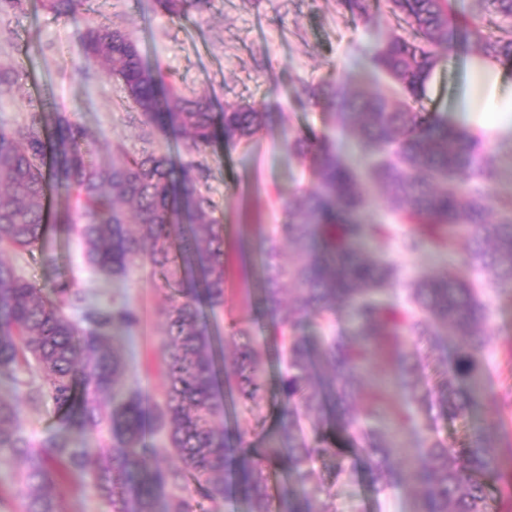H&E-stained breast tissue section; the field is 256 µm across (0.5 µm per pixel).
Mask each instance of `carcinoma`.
<instances>
[{
  "instance_id": "carcinoma-1",
  "label": "carcinoma",
  "mask_w": 512,
  "mask_h": 512,
  "mask_svg": "<svg viewBox=\"0 0 512 512\" xmlns=\"http://www.w3.org/2000/svg\"><path fill=\"white\" fill-rule=\"evenodd\" d=\"M502 23L512 24V0H484ZM209 0H162L169 14L183 17ZM82 0H45L59 15ZM388 12L411 29L374 46L365 63L387 76L395 91L355 88L341 80L328 88L301 85L300 98L330 102L367 160L358 172L343 151L313 128L290 130L288 149L319 172L313 189L283 202L284 222L257 245L263 313L271 320L285 359L279 376V418L275 431L255 448L251 419L262 415L263 359L253 340L224 356L211 335L204 308H224L227 269L224 225L216 205L200 189V164L190 160L174 170L154 152L132 156L117 147L112 162L92 161L82 127L57 117L46 132L39 115L15 129L0 127V241L14 249L38 246L50 231H67L79 221L87 264L106 277L122 276L145 257L172 290L165 310L161 352L167 385L158 404L126 388V354L111 344L112 333H130L138 324L126 306L101 308L62 282L46 295L0 258V388L37 376L28 392L36 407L45 396L64 411L58 429L39 443L19 426L20 400L0 398V457L18 466L19 512H63L53 492L66 474H84L94 453L86 439L91 428L106 430L108 464L94 474L93 487L112 512H155L168 494L167 512H223L238 499L245 512H329L316 507L307 484L314 462L336 457V476L348 475L347 454L362 456L379 483L378 491L414 485L421 494L413 512H490L486 480L500 476L492 440L502 431L497 418L450 448L436 438L423 440L403 458L379 434L363 425L351 401L355 374L365 354L388 342L400 361L407 404L418 398L415 348L423 336L451 328L458 337L454 377L467 383L445 387L452 418L466 415L484 398L485 340L477 326L488 310L474 282L454 272L414 282L405 294L394 289L397 268L365 254L359 243L384 246L389 218L414 221L400 242L413 255L448 250L460 237L469 241L465 265L492 269L494 284L512 289V197H493L498 171L476 135L425 110L427 83L464 31L480 55L512 61V40L495 39L480 25H468L453 0H385ZM86 59L119 82L142 123L177 129L189 154L213 146L249 143L264 127L265 112L243 105L214 112L210 98L193 99L170 91L160 100V73L148 69L140 51L119 28L92 26L83 35ZM76 200L78 211L51 217L49 182ZM385 189V209L367 221L370 187ZM500 218L488 219L490 209ZM292 247L283 260L280 240ZM291 284L288 315H280L284 285ZM79 313L71 318L66 309ZM343 309L358 338L351 346L333 328ZM317 323L321 335L302 336L301 326ZM248 418L219 429L226 416L223 389ZM165 433L174 461L156 459L155 434Z\"/></svg>"
}]
</instances>
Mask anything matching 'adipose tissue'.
<instances>
[{
  "label": "adipose tissue",
  "instance_id": "adipose-tissue-1",
  "mask_svg": "<svg viewBox=\"0 0 512 512\" xmlns=\"http://www.w3.org/2000/svg\"><path fill=\"white\" fill-rule=\"evenodd\" d=\"M465 71L464 94L450 107L454 124L470 131L482 128L512 134V124L505 120L512 113V93L504 89L500 64L471 56L466 60Z\"/></svg>",
  "mask_w": 512,
  "mask_h": 512
}]
</instances>
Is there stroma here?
I'll return each instance as SVG.
<instances>
[{
  "mask_svg": "<svg viewBox=\"0 0 512 512\" xmlns=\"http://www.w3.org/2000/svg\"><path fill=\"white\" fill-rule=\"evenodd\" d=\"M96 20L123 29L137 43L144 64L160 68L179 93L209 95L219 112L252 104L266 114L263 129L249 144L218 143L196 156L206 168L201 190L216 203V215L224 226L228 268L224 309L208 316V330L222 336L225 351H232L236 339L224 329L226 317L232 316L261 341L267 378L262 398L265 419L251 437L252 443H259L260 432L276 423L282 366L275 345L267 340L271 327L258 302L257 276L243 269L239 244L258 240L263 231L280 223L284 199L317 182L313 167L289 154L286 131L310 127L344 146L348 156L356 154L350 132L334 112L297 97L299 84L364 82L360 64L364 51L384 43L398 28L387 8L372 9L370 19L364 20L352 16L339 0H212L206 10H189L180 19L158 0H84L75 12L62 16L49 11L43 0H19L0 21V65L11 67L14 80L11 94L0 98V125H22L32 106L42 105L47 122L64 115L84 128L98 163L110 162L118 145L131 153L166 154L176 165L187 161L188 155L183 138L175 134L157 130L143 139L141 117L121 84L87 62L80 35ZM474 52L472 43L460 38L445 53L427 84V110H447L463 83V60ZM466 252L467 243L460 239L442 254L427 251L408 258L391 245L381 258L404 267L407 277L400 285L407 288L413 275L461 268ZM8 258L19 275L43 291L65 281L100 305L134 309L139 322L132 337L115 335L116 344L131 355L126 383L161 398L164 371L159 342L169 291L147 261H139L121 277L99 275L85 264L82 246L73 234L9 252ZM477 278L485 285L482 300L489 311L482 327L487 347L483 385L501 399L512 394V291L496 289L492 272H480ZM457 344V338L445 332L416 349L418 375L430 391L424 403L412 406L422 423L416 430L397 425L390 415L392 408L405 404L397 362L372 355L359 378L354 406L364 413L380 404L388 413L369 419V427L387 442L397 441L406 448L420 447L426 437L455 447L465 435L500 416L507 421L504 436L512 440V407L500 401L480 403L463 419L449 418L440 408L438 392L448 380ZM348 462L354 475L341 480L335 476L333 459L315 462L310 488L317 502L333 503L335 512H413V487L376 493L367 464L353 456ZM58 489L65 512L109 508L90 478L64 477Z\"/></svg>",
  "mask_w": 512,
  "mask_h": 512,
  "instance_id": "obj_1",
  "label": "stroma"
}]
</instances>
